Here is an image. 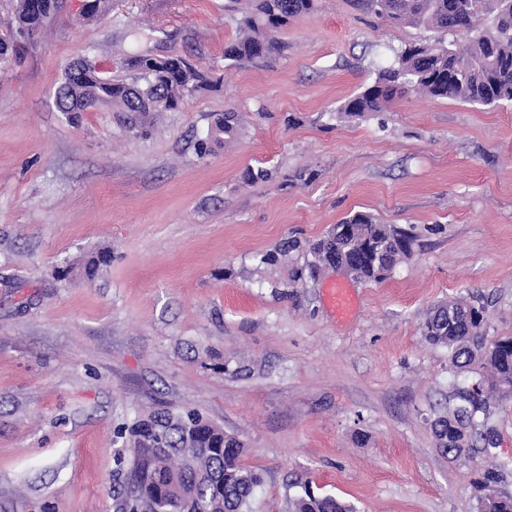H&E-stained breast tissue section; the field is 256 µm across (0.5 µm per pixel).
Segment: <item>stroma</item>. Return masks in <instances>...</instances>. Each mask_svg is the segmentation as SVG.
Segmentation results:
<instances>
[{
	"label": "stroma",
	"mask_w": 512,
	"mask_h": 512,
	"mask_svg": "<svg viewBox=\"0 0 512 512\" xmlns=\"http://www.w3.org/2000/svg\"><path fill=\"white\" fill-rule=\"evenodd\" d=\"M81 0L0 71V512H120L113 440L151 411L195 409L263 476L253 512H293L303 486L357 512H476L484 456L442 455L430 422L462 379L421 326L438 303L484 305L512 336V102L410 93L362 117L338 108L438 32L316 0L279 50L235 62L248 0ZM133 53L222 74L148 136L111 107L67 116V65L125 77ZM234 138L196 142L226 110ZM269 180L247 183L248 170ZM413 229L379 282L310 274L306 243L355 212ZM296 240L286 261L263 254ZM109 251L91 281L86 259ZM347 286L338 317L325 290ZM484 422L512 463V396Z\"/></svg>",
	"instance_id": "1"
}]
</instances>
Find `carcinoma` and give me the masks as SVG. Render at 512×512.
<instances>
[{"mask_svg":"<svg viewBox=\"0 0 512 512\" xmlns=\"http://www.w3.org/2000/svg\"><path fill=\"white\" fill-rule=\"evenodd\" d=\"M53 0H18L20 31L34 34L50 18ZM365 9L395 24L457 32L466 37L463 47L438 41L416 44L395 55L373 83L348 99L339 112L364 115L383 112L397 98L410 92L449 98L476 106L512 102V0H360ZM251 11L240 22V36L224 49V57L245 62L263 58L277 49L273 36L304 13L315 8L314 0H252ZM492 19L481 28L478 21ZM220 79L191 67L181 56L171 55L164 69L163 86L138 72L127 80L100 82L92 74L65 70L61 86L70 91L71 111L85 112L108 104L114 112L135 113L134 129L143 133L160 112H172L184 96L217 87ZM186 95H181V92ZM239 115L224 112L209 137L198 142V154L209 153L210 139L222 134L231 138ZM334 239L321 237L309 246L314 256L311 270L319 264L350 260L357 279L378 281L413 253L412 232L388 224L364 212L339 222ZM485 308L463 299L434 306L422 324V336L432 346L448 349V368L455 375L474 376L471 386L459 392L457 401L437 417L445 432L436 435L439 451L458 458L474 448L473 434L481 443L477 452L495 456L498 434L487 428L476 431L477 413L487 411L484 390L512 394V336H486ZM156 431L149 437L141 422L129 429L132 466L125 474L127 501H155L165 496L172 508L186 491H194L214 505V512H250L261 476L242 461L243 445L234 436L194 411H160L151 415ZM195 434L207 449L191 464L181 448L184 433ZM508 465L490 464L476 469L471 486L476 512H512V492L503 489ZM294 512H355L354 507L333 495L315 496L309 491L294 501Z\"/></svg>","mask_w":512,"mask_h":512,"instance_id":"carcinoma-1","label":"carcinoma"}]
</instances>
